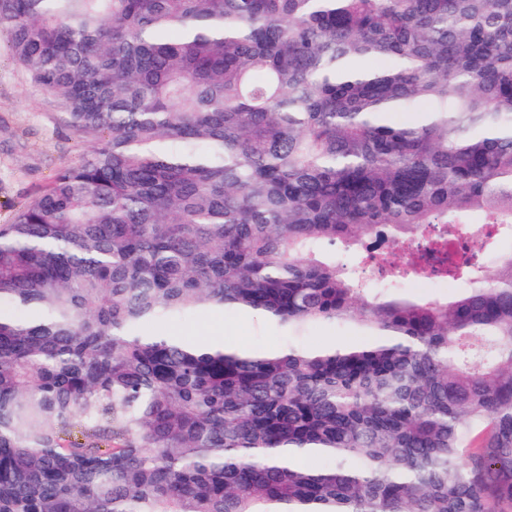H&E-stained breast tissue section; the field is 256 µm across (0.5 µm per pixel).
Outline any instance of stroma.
<instances>
[{
  "instance_id": "35a3bbf8",
  "label": "stroma",
  "mask_w": 512,
  "mask_h": 512,
  "mask_svg": "<svg viewBox=\"0 0 512 512\" xmlns=\"http://www.w3.org/2000/svg\"><path fill=\"white\" fill-rule=\"evenodd\" d=\"M90 138L68 124L58 100L31 80L0 34V224L52 183L57 169L79 163Z\"/></svg>"
}]
</instances>
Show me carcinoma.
I'll return each instance as SVG.
<instances>
[{
	"label": "carcinoma",
	"mask_w": 512,
	"mask_h": 512,
	"mask_svg": "<svg viewBox=\"0 0 512 512\" xmlns=\"http://www.w3.org/2000/svg\"><path fill=\"white\" fill-rule=\"evenodd\" d=\"M0 31L94 139L0 224V512H512V257L465 226L512 238V0H0ZM336 240L465 288L354 282ZM216 309L346 336L160 329ZM399 286L403 288L406 292L414 295H424L430 294L434 297L448 298V295H453L458 292L460 288H463L464 284L462 282L458 283H435L432 285H427L420 282H407L406 280H400ZM342 333L332 324L321 323L308 327L299 333V337H294L296 343L314 344L321 341L332 339L334 336H340Z\"/></svg>",
	"instance_id": "carcinoma-1"
}]
</instances>
